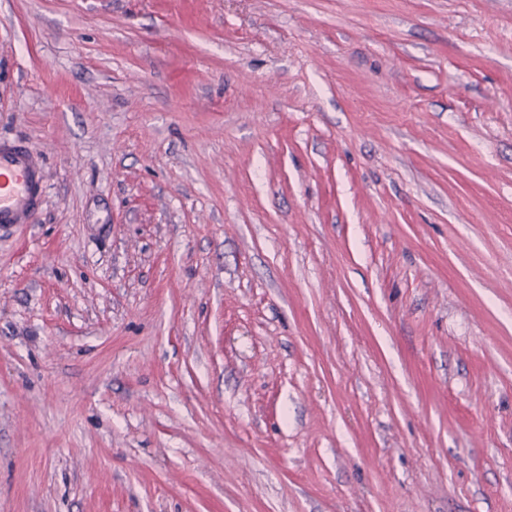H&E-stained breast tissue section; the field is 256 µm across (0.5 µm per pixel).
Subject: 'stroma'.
I'll return each mask as SVG.
<instances>
[{
    "instance_id": "1",
    "label": "stroma",
    "mask_w": 512,
    "mask_h": 512,
    "mask_svg": "<svg viewBox=\"0 0 512 512\" xmlns=\"http://www.w3.org/2000/svg\"><path fill=\"white\" fill-rule=\"evenodd\" d=\"M0 512H512V0H0ZM42 193L38 153L25 142L0 140V229L29 223Z\"/></svg>"
}]
</instances>
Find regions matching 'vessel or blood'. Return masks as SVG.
<instances>
[{
    "label": "vessel or blood",
    "instance_id": "b4317fda",
    "mask_svg": "<svg viewBox=\"0 0 512 512\" xmlns=\"http://www.w3.org/2000/svg\"><path fill=\"white\" fill-rule=\"evenodd\" d=\"M42 193L38 153L25 142L0 140V229L29 223Z\"/></svg>",
    "mask_w": 512,
    "mask_h": 512
}]
</instances>
